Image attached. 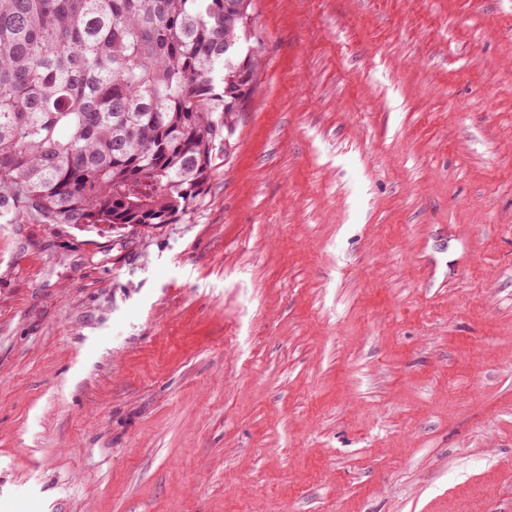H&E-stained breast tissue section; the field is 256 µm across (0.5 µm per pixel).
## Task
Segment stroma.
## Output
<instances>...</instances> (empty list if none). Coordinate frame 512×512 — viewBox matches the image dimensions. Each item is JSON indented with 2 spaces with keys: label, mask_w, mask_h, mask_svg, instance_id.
I'll use <instances>...</instances> for the list:
<instances>
[{
  "label": "stroma",
  "mask_w": 512,
  "mask_h": 512,
  "mask_svg": "<svg viewBox=\"0 0 512 512\" xmlns=\"http://www.w3.org/2000/svg\"><path fill=\"white\" fill-rule=\"evenodd\" d=\"M202 201L0 224V512H512V0H253Z\"/></svg>",
  "instance_id": "obj_1"
}]
</instances>
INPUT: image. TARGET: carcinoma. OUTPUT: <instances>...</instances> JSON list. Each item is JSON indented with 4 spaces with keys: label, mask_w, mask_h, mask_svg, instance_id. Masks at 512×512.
I'll list each match as a JSON object with an SVG mask.
<instances>
[{
    "label": "carcinoma",
    "mask_w": 512,
    "mask_h": 512,
    "mask_svg": "<svg viewBox=\"0 0 512 512\" xmlns=\"http://www.w3.org/2000/svg\"><path fill=\"white\" fill-rule=\"evenodd\" d=\"M251 0H0V224H174L254 90Z\"/></svg>",
    "instance_id": "1"
}]
</instances>
